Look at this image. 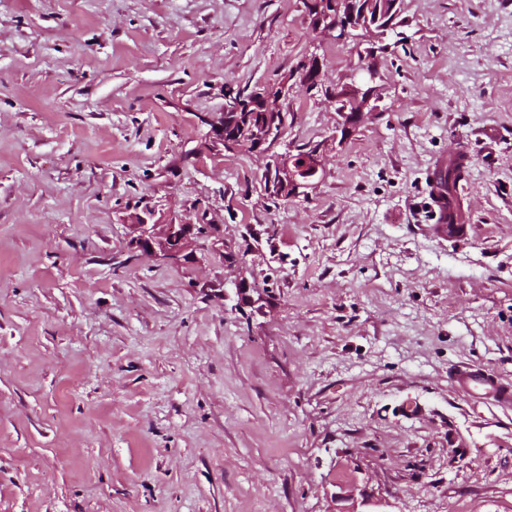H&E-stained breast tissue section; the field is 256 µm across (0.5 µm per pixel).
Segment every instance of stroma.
Here are the masks:
<instances>
[{
    "instance_id": "1",
    "label": "stroma",
    "mask_w": 512,
    "mask_h": 512,
    "mask_svg": "<svg viewBox=\"0 0 512 512\" xmlns=\"http://www.w3.org/2000/svg\"><path fill=\"white\" fill-rule=\"evenodd\" d=\"M399 20L348 129L364 47L302 0H0V512H512V405L450 377L512 383V0ZM287 80L281 142L225 152V86ZM137 214L225 254L130 251ZM376 76H377V70H376L374 64L369 63L368 65L362 67L359 71H357L353 75V84H351L348 87L349 89L346 92L347 96L352 99H357L360 102V106H359L357 112H355L357 123L363 122L364 119L368 115H371L375 112H379V106L377 104L379 99L371 102L373 99L372 94H370V92H369V90H371V89L369 88V89H367V91H365V90L363 91L360 87L356 86L357 81L355 79L357 78L359 83L367 84L369 82H373L374 79L376 78ZM365 92H368V93L366 94L364 99H362V95ZM277 169L278 188L291 191V196L297 194L299 189L308 185V179L314 177L321 168L319 154L315 151L304 161L298 163L292 154L281 158L275 164ZM303 174H312V176L302 177ZM462 395L473 399H490L499 404L512 403V385L478 369L463 366L453 374Z\"/></svg>"
}]
</instances>
